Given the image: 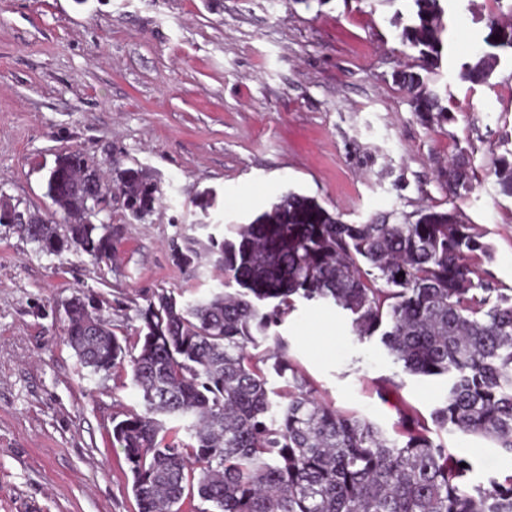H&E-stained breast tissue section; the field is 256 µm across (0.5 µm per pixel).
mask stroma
<instances>
[{"instance_id":"stroma-1","label":"stroma","mask_w":512,"mask_h":512,"mask_svg":"<svg viewBox=\"0 0 512 512\" xmlns=\"http://www.w3.org/2000/svg\"><path fill=\"white\" fill-rule=\"evenodd\" d=\"M410 0H0V198L60 220L46 181L81 150L105 177L140 168L162 195L143 220L119 201L101 218L112 265L47 254L0 224V512H136L112 420L136 405L128 378L84 375L65 340L64 306L93 293L118 334L134 336L152 295L221 287L207 252L224 226L249 224L282 194L315 199L348 224L455 210L494 248L474 277L512 288V197L490 170L512 159V50L487 82L460 72L505 0H448L444 50L430 83L453 122L419 120L394 75L417 49L400 33ZM462 155L471 190L450 191ZM193 247V264L177 253ZM289 356L337 409L384 429L395 408L374 384L395 367L358 341L335 307L304 302L280 326ZM442 377H406L403 399L429 414ZM474 480L512 472V457L447 436Z\"/></svg>"}]
</instances>
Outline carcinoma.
I'll list each match as a JSON object with an SVG mask.
<instances>
[{
    "label": "carcinoma",
    "mask_w": 512,
    "mask_h": 512,
    "mask_svg": "<svg viewBox=\"0 0 512 512\" xmlns=\"http://www.w3.org/2000/svg\"><path fill=\"white\" fill-rule=\"evenodd\" d=\"M416 18L402 41L419 50L428 73L443 51V0H413ZM493 48L512 49V26L488 21ZM462 78L483 83L499 56L477 53ZM414 110L446 121L429 79L397 73ZM502 193L512 196V160L493 163ZM104 180L79 150L62 156L47 196L63 223L30 217L27 236L43 252L59 236L69 249L109 265L110 225L92 188L117 189L122 208L141 220L161 194L139 169ZM466 161L448 167V182L468 186ZM224 270L222 289L192 301L163 291L137 309L136 339L99 320L82 331L92 298L72 299L66 340L93 374L130 367L139 408L113 422L137 512H512V473L473 482L474 465L433 438L475 436L512 455V294L474 283L471 262L492 258L490 244L454 211L426 210L414 221L345 224L295 193L232 235L208 237ZM321 300L348 313L356 338H378L394 364L412 376H443L447 391L424 416L400 400L390 434L372 421L337 410L288 354L276 331L296 299ZM286 379L268 387V374ZM404 382H375L378 397L398 396Z\"/></svg>",
    "instance_id": "carcinoma-1"
}]
</instances>
